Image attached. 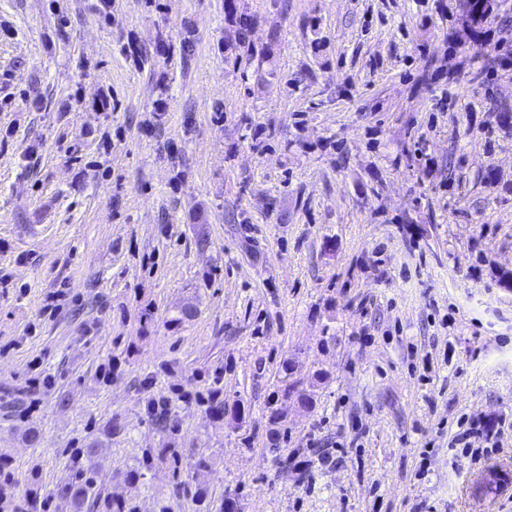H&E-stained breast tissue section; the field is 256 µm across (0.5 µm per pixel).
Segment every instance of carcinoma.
I'll use <instances>...</instances> for the list:
<instances>
[{
    "label": "carcinoma",
    "mask_w": 512,
    "mask_h": 512,
    "mask_svg": "<svg viewBox=\"0 0 512 512\" xmlns=\"http://www.w3.org/2000/svg\"><path fill=\"white\" fill-rule=\"evenodd\" d=\"M228 14L233 23L238 27L236 41L226 46L232 51L233 65L253 63L262 67L267 56L264 53H257L253 44L248 38V31L256 23L254 17L245 11H238L234 0H229ZM284 379L288 380L285 392L297 393L299 403L304 407L313 404L314 393L306 388H301L297 382L290 380L291 368L284 366ZM95 448H84L76 452L71 460L72 477L71 481L65 484L60 493L71 502L73 512H136V506L131 502L120 498H104L99 487V473L92 463Z\"/></svg>",
    "instance_id": "1"
}]
</instances>
